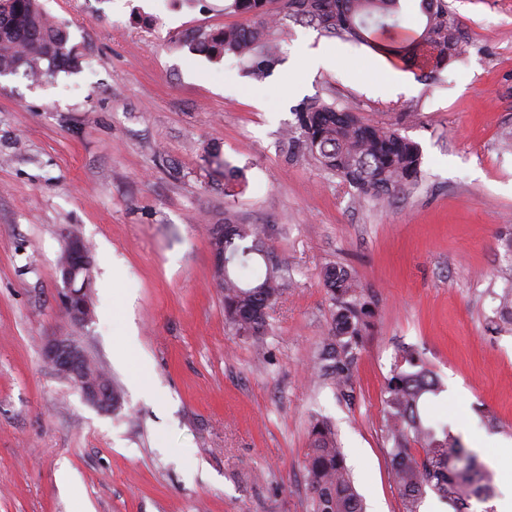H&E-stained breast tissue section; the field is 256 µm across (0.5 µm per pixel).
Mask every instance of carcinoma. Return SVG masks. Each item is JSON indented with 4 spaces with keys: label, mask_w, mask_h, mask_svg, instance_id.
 <instances>
[{
    "label": "carcinoma",
    "mask_w": 512,
    "mask_h": 512,
    "mask_svg": "<svg viewBox=\"0 0 512 512\" xmlns=\"http://www.w3.org/2000/svg\"><path fill=\"white\" fill-rule=\"evenodd\" d=\"M403 0H225L224 12L246 24L202 32L196 50L216 59L248 63L249 74L263 80L281 63L279 21L292 18L328 37L363 44L385 57H398L420 76L442 70L458 52L459 37L445 0H419L417 31L385 41L383 32L402 28ZM82 54L69 44L67 28L45 13L39 0H0V78L22 75L34 83L54 71L81 66ZM295 122L283 130L282 151L290 162L312 160L355 190L359 202L392 201L416 186L421 174L418 143L395 128L366 121L354 113L314 99L294 109ZM224 198L244 195L248 182L227 161ZM275 229L243 224L224 210L222 227L208 229L211 251L224 252L227 264L214 268L224 299L225 325L260 345L268 331L265 310L282 293L290 276L288 261L268 244ZM332 306V329L317 357L336 395L357 400L354 374L363 340L374 327L372 301L357 275L331 264L321 273ZM445 390L417 349H398L382 390L383 439L389 475L398 492L400 512H420L427 492L453 512H470L471 501L494 495L492 478L476 453L445 423L431 419L429 407ZM312 512H365L336 431L323 418L309 426L304 464Z\"/></svg>",
    "instance_id": "cac0c4a2"
}]
</instances>
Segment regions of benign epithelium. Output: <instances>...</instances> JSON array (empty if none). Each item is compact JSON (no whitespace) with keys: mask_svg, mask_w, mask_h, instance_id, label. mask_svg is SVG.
<instances>
[{"mask_svg":"<svg viewBox=\"0 0 512 512\" xmlns=\"http://www.w3.org/2000/svg\"><path fill=\"white\" fill-rule=\"evenodd\" d=\"M66 246L72 261L59 267L64 288L60 295L64 317L74 323L83 324L91 319L92 309L86 288L81 286L82 275L89 268L87 245L82 237L71 233ZM42 356L53 369L78 387L86 402L103 412H110L115 405L112 400V383L104 377L89 376L84 361V352L67 336H49L42 345Z\"/></svg>","mask_w":512,"mask_h":512,"instance_id":"7a95c632","label":"benign epithelium"}]
</instances>
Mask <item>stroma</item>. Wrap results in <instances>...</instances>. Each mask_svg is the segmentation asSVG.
<instances>
[{"label":"stroma","instance_id":"stroma-1","mask_svg":"<svg viewBox=\"0 0 512 512\" xmlns=\"http://www.w3.org/2000/svg\"><path fill=\"white\" fill-rule=\"evenodd\" d=\"M42 2L84 61L38 85L0 80V512H311L316 415L366 512H399L381 389L404 344L445 387L434 417L491 464L512 442V334L492 325L512 288V0H447L461 52L429 78L288 18L262 81L190 46L238 24L224 0ZM305 47L338 49L344 69L309 66ZM312 97L417 142V186L359 203L318 164L286 161L281 131ZM215 147L250 183L235 202ZM228 207L275 227L291 263L260 351L225 327L213 282L208 227ZM68 230L92 248L83 326L60 309ZM329 264L374 302L350 407L311 375ZM58 333L109 374L117 410L43 361Z\"/></svg>","mask_w":512,"mask_h":512}]
</instances>
